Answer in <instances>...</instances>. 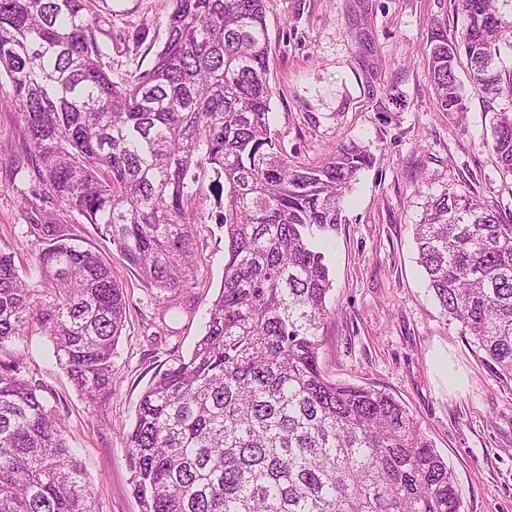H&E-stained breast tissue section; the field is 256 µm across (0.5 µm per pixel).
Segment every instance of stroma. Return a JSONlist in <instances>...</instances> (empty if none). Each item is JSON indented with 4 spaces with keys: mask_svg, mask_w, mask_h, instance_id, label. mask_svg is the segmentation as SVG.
<instances>
[{
    "mask_svg": "<svg viewBox=\"0 0 512 512\" xmlns=\"http://www.w3.org/2000/svg\"><path fill=\"white\" fill-rule=\"evenodd\" d=\"M171 8V0H112L101 27L113 81L151 67ZM435 19L447 22L452 37L465 26L453 0H269L271 128L289 158L303 164L349 142L374 157L347 193L331 240L335 313L323 329V370L387 392L408 409L453 469L463 512H512V382L497 378L460 323L445 316L414 241L426 201L444 192L512 212V176L498 167L480 97L469 93L459 116L437 105L426 64ZM196 174L192 206L205 217L197 233L199 285L173 309L161 343L179 355L203 334L224 278L223 204L212 191V170ZM30 190L29 182L10 181L0 163V249L21 265L33 264L38 250L20 210ZM74 230L128 292L112 398L92 415L39 333L26 340L27 371L65 415L100 512H140L124 435L154 376L148 353L157 305L83 216H75Z\"/></svg>",
    "mask_w": 512,
    "mask_h": 512,
    "instance_id": "obj_1",
    "label": "stroma"
}]
</instances>
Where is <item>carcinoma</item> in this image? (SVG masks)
<instances>
[{
    "mask_svg": "<svg viewBox=\"0 0 512 512\" xmlns=\"http://www.w3.org/2000/svg\"><path fill=\"white\" fill-rule=\"evenodd\" d=\"M457 0L466 25L431 23L437 104L466 110L457 77L492 113V149L512 175V19L498 2ZM151 68L112 81L99 38L108 0H0V108L24 124L38 185L21 211L33 270L0 249V512H99L64 415L25 371L27 336L53 357L92 412L112 397L126 289L79 245L84 216L119 251L161 314L198 285L193 168L224 196V280L187 356L157 357L125 434L140 512H462L455 475L390 394L333 381L319 363L333 314L319 241L372 164L355 142L318 165L271 132L268 0H171ZM495 45V58L478 51ZM419 263L445 315L512 381V218L463 194L427 201Z\"/></svg>",
    "mask_w": 512,
    "mask_h": 512,
    "instance_id": "obj_1",
    "label": "carcinoma"
}]
</instances>
